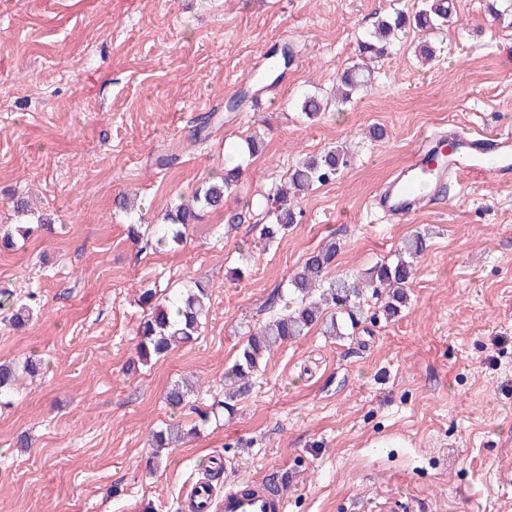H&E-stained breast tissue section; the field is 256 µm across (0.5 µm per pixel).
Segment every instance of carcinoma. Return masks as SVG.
<instances>
[{"label":"carcinoma","mask_w":512,"mask_h":512,"mask_svg":"<svg viewBox=\"0 0 512 512\" xmlns=\"http://www.w3.org/2000/svg\"><path fill=\"white\" fill-rule=\"evenodd\" d=\"M451 12V0H420L417 9L410 14L401 10L378 18L372 29L357 37L356 59L336 86V101L346 103L371 85L373 71L370 63L386 56L406 28L414 27L424 32L440 29L447 25ZM293 54V49L288 46L268 51L266 57L271 59V64L261 73V78L270 79L277 75L281 68L288 65ZM300 108L307 117L312 118L321 114L324 105L317 95L308 94L301 99ZM350 163L347 152L330 149L305 159L292 169L286 184L270 190L264 196L263 239L273 242L288 232L292 225L301 223L303 211L295 204V198L315 186L335 181ZM242 172L243 167L239 164L208 181L194 193L191 201L185 203L183 199H178L167 210L165 223L156 225L148 237L142 233V225L135 222L126 225L127 238L141 245L143 250L180 244L190 226L202 219L203 213L224 207L225 194L237 185ZM31 231L32 228L26 224L7 228L0 232V246L5 249L13 247L16 245L15 237L26 239ZM425 249L426 241L422 236L408 237L402 243V256L397 261L377 264L354 278L327 277L336 257V243L310 253L286 284V293L292 297L294 309L266 321L250 334L224 373V399L211 404L208 410L198 411L199 422L189 428L187 435L198 434L199 424L207 422L212 414L234 412L237 398L250 386L253 375L261 369L274 349L306 335L317 324L321 325L326 336H344L345 326L338 322L336 313L323 314L321 305L328 304L345 313L354 329L365 320V296L377 297L381 289L389 288L391 292L385 305L386 313L389 316L397 315L408 304L407 288L413 274L412 266L403 256L414 257ZM140 301L148 306L149 313L137 327L136 360L128 364V372L137 365L146 366L166 356L178 345L195 341L209 309L210 292L207 285L193 281L172 296H161L155 288H143ZM41 370L42 361L30 356L22 362L0 363V401L14 393L19 375H34ZM190 392L187 384L175 382L166 393L168 406L174 410L185 408Z\"/></svg>","instance_id":"cac0c4a2"}]
</instances>
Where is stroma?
<instances>
[{
    "mask_svg": "<svg viewBox=\"0 0 512 512\" xmlns=\"http://www.w3.org/2000/svg\"><path fill=\"white\" fill-rule=\"evenodd\" d=\"M417 0H0V228L50 216L0 252V291L34 296L21 330L0 307V361L40 358L0 405V512H179L220 464L211 512L244 480L287 482L288 512H381L415 499L425 512H512V182L463 180L418 213L386 222L371 200L422 135L512 131V21L487 0H453L436 56L419 63L407 33L367 92L306 118L304 93L330 95L356 39ZM297 53L275 86L237 109L265 52ZM219 115L204 143L196 118ZM387 135L369 138L372 126ZM263 148L223 213L190 228L184 246L140 250L115 202L135 195L150 223L173 196L191 197L251 135ZM350 167L298 206L303 223L267 244L254 216L304 158L333 147ZM249 209L244 223L224 216ZM427 237L409 303L353 335L319 328L274 350L232 416L146 468L152 431L197 422L224 393V370L250 329L285 309L277 289L326 242L331 270L354 276L395 261ZM211 290L199 339L125 372L143 316L141 289ZM196 381L191 408L164 400ZM27 437L28 447L18 445Z\"/></svg>",
    "mask_w": 512,
    "mask_h": 512,
    "instance_id": "35a3bbf8",
    "label": "stroma"
}]
</instances>
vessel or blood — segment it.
<instances>
[{
    "label": "vessel or blood",
    "instance_id": "obj_1",
    "mask_svg": "<svg viewBox=\"0 0 512 512\" xmlns=\"http://www.w3.org/2000/svg\"><path fill=\"white\" fill-rule=\"evenodd\" d=\"M494 165H487V157ZM488 176L512 181V135L485 134L473 139L449 128L441 135L422 136L407 166L376 193L373 203L387 216L403 219L420 205L416 189L427 184L441 186L447 180ZM286 499L270 495L264 485L251 482L249 491L224 494L223 512H287Z\"/></svg>",
    "mask_w": 512,
    "mask_h": 512
}]
</instances>
